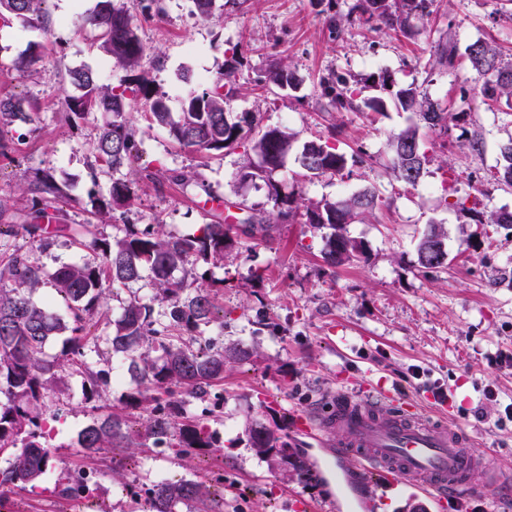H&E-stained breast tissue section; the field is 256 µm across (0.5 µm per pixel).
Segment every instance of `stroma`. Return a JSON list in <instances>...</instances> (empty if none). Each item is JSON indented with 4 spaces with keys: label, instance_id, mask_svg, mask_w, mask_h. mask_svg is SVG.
<instances>
[{
    "label": "stroma",
    "instance_id": "35a3bbf8",
    "mask_svg": "<svg viewBox=\"0 0 512 512\" xmlns=\"http://www.w3.org/2000/svg\"><path fill=\"white\" fill-rule=\"evenodd\" d=\"M96 2L45 0L41 30L26 31L19 20L0 18V97L14 98L32 116L28 123L0 127V224L29 222V185L44 169L57 182L75 184L63 206L66 223L96 224L86 191L93 187L107 194L111 182L93 153L97 121L71 124L65 106L74 92L71 69L92 68L105 83L124 77L93 45L95 32L85 15ZM354 2L230 0L205 21L194 15L192 0H164L161 18L131 0L145 48L140 71L158 91L178 87L185 68L197 82L211 85L226 74L225 60H234L229 74L236 93L225 105L231 118L258 113L262 125L287 128L298 142H328L345 153L347 165L308 179L290 159L272 183H242L237 171L257 164V156L233 148L205 159L149 125L137 101L130 107L138 128L140 160L132 173L137 195L124 223L161 224L179 236L199 232L213 216L227 212L239 222L252 210L272 209L273 184L301 204L370 188L378 206L369 219L347 227L362 243L364 257L332 276L321 259L325 230L306 224L301 215L274 226L273 247L255 248L241 238L225 268L198 264L223 310L225 342L252 354L224 373V409L210 421L223 435V447L190 458L153 446L88 456L76 445L88 416L81 379L70 370L44 407L57 462L40 488L9 494L1 512H142L130 501L127 485L136 480L151 487L163 470L172 481L223 473L230 484L228 512H306L308 505L331 498L341 512H362L364 489L353 474L355 457L342 462V487L321 479L303 486L271 473L251 448L245 427L270 423V405L289 420L300 411L325 413L327 394L361 389L381 377L470 433L475 453L491 450L512 462V423L496 425L512 403V363L493 362L498 352L512 353V229L472 220L476 212L512 211V189L493 178L500 147L512 139V114L488 106L467 61L449 70L432 57L434 47L448 39L461 51L479 39L493 41L512 55V0H433L430 15L405 34L357 23L334 27L332 17L347 14ZM31 40L42 42L44 50L35 71L24 73L15 60ZM282 65L292 70L295 88L264 82L268 70ZM384 70L397 84L419 86L454 115L445 129L421 128L428 162L413 186L395 180L389 169V139L406 127L407 113L392 109L375 117L324 109L322 77L333 74L358 89L364 77ZM475 134L483 139L478 153L467 145ZM196 170L204 187L172 180ZM430 224L442 225L447 234L448 256L438 269L418 262L417 244ZM96 226L102 234L113 232L111 225ZM51 238V246L35 250L22 237H2L0 257L30 249L50 268L83 258L69 232L55 230ZM132 295L151 298L150 279L107 291V320L95 330L98 349L89 352V360L108 351L109 320ZM488 384L496 399L484 397ZM80 467L101 475L92 504L51 495L61 477ZM376 512H512V486L443 504L430 493L387 489Z\"/></svg>",
    "mask_w": 512,
    "mask_h": 512
}]
</instances>
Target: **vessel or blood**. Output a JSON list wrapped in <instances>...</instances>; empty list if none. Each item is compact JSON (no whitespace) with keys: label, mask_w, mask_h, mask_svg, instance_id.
Segmentation results:
<instances>
[{"label":"vessel or blood","mask_w":512,"mask_h":512,"mask_svg":"<svg viewBox=\"0 0 512 512\" xmlns=\"http://www.w3.org/2000/svg\"><path fill=\"white\" fill-rule=\"evenodd\" d=\"M385 400L391 413L379 409ZM328 401L324 414L300 416L296 426L313 438L335 437L340 454L358 455L356 473L366 486H397L413 476L425 491L478 495L498 483L489 455L472 451L466 431L426 419L413 402L384 385L363 398L341 390Z\"/></svg>","instance_id":"1"}]
</instances>
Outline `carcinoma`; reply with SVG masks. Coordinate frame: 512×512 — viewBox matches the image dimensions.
Here are the masks:
<instances>
[{
    "label": "carcinoma",
    "instance_id": "carcinoma-1",
    "mask_svg": "<svg viewBox=\"0 0 512 512\" xmlns=\"http://www.w3.org/2000/svg\"><path fill=\"white\" fill-rule=\"evenodd\" d=\"M45 0H0L5 12L34 28L42 19ZM433 0H356V15L332 19L334 26L343 22L383 25L406 32L411 20L429 14ZM89 23L99 30L96 47L101 54L126 72L118 87L105 84L89 68L69 71L76 93L66 99L67 117L74 122L99 113L93 151L98 162L112 170L114 177L108 195L92 200V214L106 223L116 219L115 212L131 205L136 195L134 182L117 176L121 169L137 161V127L130 117L127 94L141 99L147 107V121L164 129L175 143L221 155L224 150L245 144L260 159V165L244 166L239 171L243 183L269 180L285 167L288 156L303 174L320 177L341 172L346 155L322 141L311 140L294 151L295 134L285 128L262 127L254 113L237 121L227 118L224 104L234 95L233 88L216 82L199 91L191 90L180 98V109L172 111L169 96L158 92L151 81L138 73L144 46L137 34L130 9L123 0H97ZM466 56L477 76L483 79L481 94L494 104L512 109V63L504 65L500 49L490 41L477 40L466 48ZM435 63L455 68L457 46L449 39L435 47ZM41 58L37 42L16 61L25 71ZM266 81L282 89L294 87L293 72L278 67ZM322 96L327 107L336 112L365 110L384 115L389 105L408 112L412 122L389 142L391 171L407 185L416 184L427 161L420 126L442 128L451 113L438 109L425 93L409 85L393 91L388 77L378 76L377 87L386 96H370L363 105L355 103L356 91L333 75L321 80ZM16 121L28 122L30 115L21 111L11 99H0V126ZM502 163L495 180L512 187V139L501 148ZM69 186L60 185L50 171L35 176L29 187L35 208L30 224H0V236L23 235L31 243L44 246L49 240L41 218L60 212L59 204L70 198ZM273 210L250 215L242 224H224L218 220L204 225L200 235L175 237L162 224L129 229L122 236L106 238L95 232L85 233L82 226L72 228L81 248L93 253V259L67 263L50 271L36 262L28 252L15 250L0 259V451L15 449L9 466L0 470V505L3 490H23L54 466L55 455L43 431L41 406L48 394L62 382L64 367L75 369L83 379V395L89 423L78 433L77 446L86 450H128L144 448L159 440L179 457L193 456L209 448L221 447L219 434L211 430L210 412L197 413L187 407L193 400L204 401L212 390L224 382L227 366L244 363L252 357L236 344H217L219 335L210 336L216 308V294L199 282L196 264L224 266L233 237L245 236L256 245L273 240V225L296 217L299 204L293 199L271 196ZM378 196L364 189L342 199H322L306 206V223L329 228L322 251L327 271L354 261L363 253L360 242L348 236L346 226L363 221L372 214ZM477 224H502L512 227L511 211H495L476 217ZM442 226L430 224L418 245L419 264L428 269L443 266L435 249L446 246ZM149 273L154 289L153 301L132 296L123 303L121 316L112 322L107 337L112 355L127 364L135 386L124 407L99 420L98 399L108 386L112 367L110 359L97 368L86 359L90 345L97 341L91 328L106 290L115 285L138 281ZM66 303L60 314L48 304L38 303L34 294L46 283ZM163 307L155 311V305ZM62 339L58 357L46 353L47 344ZM204 342L207 350L192 348ZM255 454L268 466L281 470L293 481L309 485L315 474L303 462L282 454L291 447L288 425L272 418L267 425L255 422L245 429ZM148 512H224V494L208 481L164 480L153 484L146 493Z\"/></svg>",
    "mask_w": 512,
    "mask_h": 512
}]
</instances>
